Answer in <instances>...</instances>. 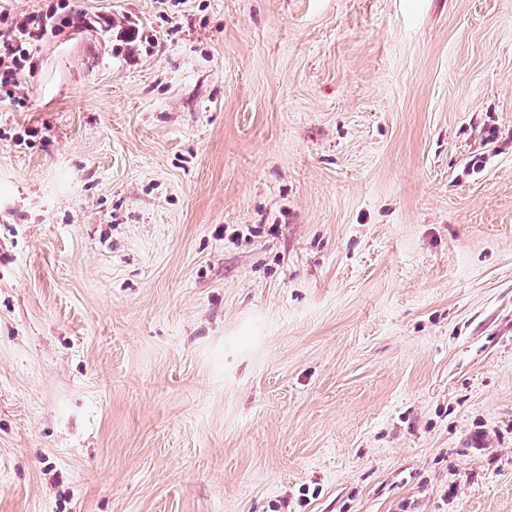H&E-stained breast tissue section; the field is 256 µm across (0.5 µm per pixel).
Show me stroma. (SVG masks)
<instances>
[{
    "mask_svg": "<svg viewBox=\"0 0 512 512\" xmlns=\"http://www.w3.org/2000/svg\"><path fill=\"white\" fill-rule=\"evenodd\" d=\"M71 5L0 100V512H512V0Z\"/></svg>",
    "mask_w": 512,
    "mask_h": 512,
    "instance_id": "1",
    "label": "stroma"
}]
</instances>
